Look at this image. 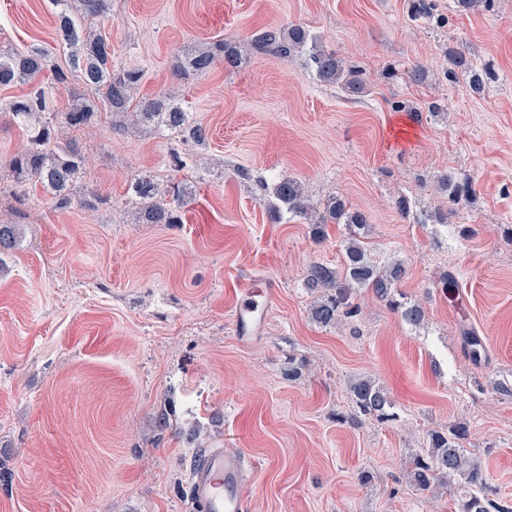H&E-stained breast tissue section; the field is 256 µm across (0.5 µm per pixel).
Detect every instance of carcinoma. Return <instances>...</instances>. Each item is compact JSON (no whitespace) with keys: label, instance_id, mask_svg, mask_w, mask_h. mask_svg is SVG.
I'll list each match as a JSON object with an SVG mask.
<instances>
[{"label":"carcinoma","instance_id":"carcinoma-1","mask_svg":"<svg viewBox=\"0 0 512 512\" xmlns=\"http://www.w3.org/2000/svg\"><path fill=\"white\" fill-rule=\"evenodd\" d=\"M51 3L58 8V43L66 55V66L55 71L56 81L81 83L94 90L97 97L79 95L72 99L65 111L52 112L48 89L36 86L29 94L11 101L7 110L11 121L26 132L27 146L10 157L8 165L14 176L15 195H26L27 184L35 182L58 208L77 204L96 209L106 200L81 182L85 156L73 141L58 144L57 128L65 126L79 130L99 122V104L102 103L110 111L112 127L116 129L136 126L166 131L198 145L205 143L208 132L170 94L136 99L135 90L142 80V71L114 69L112 44L93 29V24L108 13L109 0H51ZM409 11L414 20L423 19L436 25L445 22L435 0H409ZM247 52L280 57L304 53L319 83L335 85L351 96L364 91L359 72L335 53L322 49L309 30L299 25L260 31L243 44L217 41L194 49L178 59L175 73L178 76L205 75L220 59L224 66L235 67ZM47 58L48 53L39 48H1L0 87L35 81L47 66ZM448 59L447 77L463 82L473 92L483 89V70L465 52L451 51ZM438 188L448 197L450 206L473 197L467 177L446 174L440 179ZM130 189L138 200L136 220L140 224L180 223V210L193 197L191 184L184 180L172 181L162 189L152 178L139 176ZM269 190L275 200L271 205L274 213L283 208L293 216L306 217L313 211L301 184L294 178L284 177ZM328 224L348 227L344 262L339 270L321 263L309 268L305 286L316 293L310 308L311 320L326 328L357 317L360 306L356 299L359 290L365 289L408 325H421L425 317L422 305L398 290L405 276L403 263L380 265L368 253L364 242V230L369 224L367 215L333 197L327 202L325 211L313 220L315 239L325 238ZM20 238V225L0 224V257L12 252ZM462 336L467 354L473 361H478L484 351L481 338L467 329L462 331ZM349 394L351 413L340 415L339 421L353 425L363 416L381 423L397 418L388 392L374 380L359 378L351 381ZM467 435L466 427L461 425L430 431L425 447L413 453L407 462L410 483L419 493L429 494L444 481L458 477L470 489L469 495L457 504L458 512H512V506L495 500L496 492L488 484L482 464L465 453L463 442Z\"/></svg>","mask_w":512,"mask_h":512}]
</instances>
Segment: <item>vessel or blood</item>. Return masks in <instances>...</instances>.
<instances>
[{"label": "vessel or blood", "mask_w": 512, "mask_h": 512, "mask_svg": "<svg viewBox=\"0 0 512 512\" xmlns=\"http://www.w3.org/2000/svg\"><path fill=\"white\" fill-rule=\"evenodd\" d=\"M278 295L272 280L263 289L245 287L235 304L234 329L238 339L246 341L257 335L267 312ZM251 462L242 453L221 448L201 456L191 472L190 491L203 512H245L243 489L251 474Z\"/></svg>", "instance_id": "b4317fda"}]
</instances>
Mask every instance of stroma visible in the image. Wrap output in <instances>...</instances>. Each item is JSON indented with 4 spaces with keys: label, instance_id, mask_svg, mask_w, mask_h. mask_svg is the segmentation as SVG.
Instances as JSON below:
<instances>
[{
    "label": "stroma",
    "instance_id": "stroma-1",
    "mask_svg": "<svg viewBox=\"0 0 512 512\" xmlns=\"http://www.w3.org/2000/svg\"><path fill=\"white\" fill-rule=\"evenodd\" d=\"M436 2L440 28L412 20L407 0H112L101 31L115 66L141 69L140 97L175 95L209 135L182 145L111 129L106 115L60 129L84 148V184L109 200L94 211L57 209L38 186L20 207L8 160L26 137L0 116V224L23 227L0 272V512H193L191 469L212 448L251 459L247 512H455L467 486L419 494L405 461L428 431L458 423L512 501V396L499 389L512 385V0ZM276 25L310 30L360 70L364 92L320 84L301 54L174 73L187 50ZM56 36L50 0H0V46L48 50L39 81L62 111L73 91L51 86L65 63ZM452 47L490 69L482 92L449 82ZM416 64L421 86L406 77ZM175 151L204 163L181 223H136L130 182L176 178ZM451 171L472 179V201L441 196ZM282 177L314 208L337 195L369 215L371 250L403 261L399 289L424 307L420 327L368 291L352 322L311 320L306 272L341 268L347 229L328 225L318 241L308 220L274 214L261 184ZM401 197L414 216L397 211ZM443 207L447 224L423 223ZM449 270L456 305L437 286ZM258 278L278 296L243 343L235 300ZM465 327L484 343L480 363ZM292 356L304 362L296 379ZM360 377L388 390L397 420L338 421Z\"/></svg>",
    "mask_w": 512,
    "mask_h": 512
}]
</instances>
